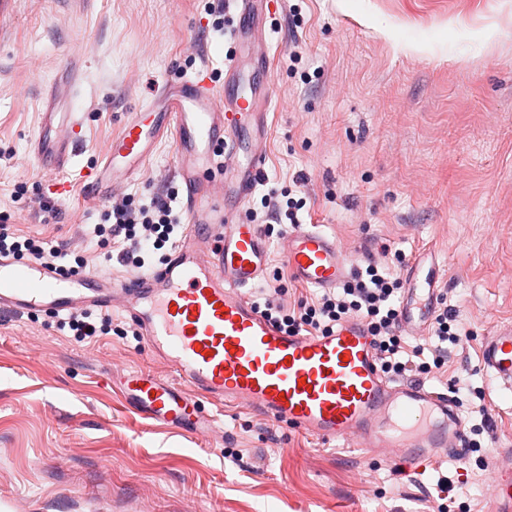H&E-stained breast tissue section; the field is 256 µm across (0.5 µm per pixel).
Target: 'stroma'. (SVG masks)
<instances>
[{
	"label": "stroma",
	"instance_id": "1",
	"mask_svg": "<svg viewBox=\"0 0 512 512\" xmlns=\"http://www.w3.org/2000/svg\"><path fill=\"white\" fill-rule=\"evenodd\" d=\"M208 0H11L0 12V213L11 231L70 244L88 271L116 280L134 268L107 257L92 232L113 206L177 190L176 145L162 139L134 179L104 200L76 189L122 122L154 86L206 66L224 77L237 53L243 83L269 84L268 135L225 154L233 173L262 151L266 180L238 211L274 189L299 188L302 222L332 235L352 265L383 249L432 254L447 305L466 331L428 386L447 391L465 427L488 419L464 461L433 460L397 476L383 456L316 440L259 411L198 396L216 418L206 437L138 415L126 376H170L132 322L82 343L51 311L0 314V512H438L439 475L451 512H492L493 477L512 471V397L478 366L485 336L512 324V0H284L268 15L269 68L238 53V15ZM82 68L86 115L78 170L38 162L43 81ZM73 188L57 195L56 180ZM26 193L15 198L16 186ZM269 264L250 292L286 304L315 289L286 273L285 235L266 234ZM485 414H476V406Z\"/></svg>",
	"mask_w": 512,
	"mask_h": 512
}]
</instances>
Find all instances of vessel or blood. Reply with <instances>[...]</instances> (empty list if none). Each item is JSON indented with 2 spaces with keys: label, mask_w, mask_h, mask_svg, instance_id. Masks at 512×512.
<instances>
[{
  "label": "vessel or blood",
  "mask_w": 512,
  "mask_h": 512,
  "mask_svg": "<svg viewBox=\"0 0 512 512\" xmlns=\"http://www.w3.org/2000/svg\"><path fill=\"white\" fill-rule=\"evenodd\" d=\"M239 10L235 38L258 35L255 0H232ZM223 89L207 69L155 87L148 109L124 123L103 158L82 182L86 196L103 199L108 182L129 178L163 137L177 147L176 175L191 235L181 240L152 273L125 280L79 273L61 276L36 261L0 257V310L45 309L64 316L79 309L120 310L135 320L148 346L175 373L167 380L147 371L131 373L124 389L146 418L195 432L213 428L197 412L191 391L243 405L322 440L381 449L393 468L421 461L422 450L460 459L465 435L449 394L423 383L397 382L380 371L372 338L356 319L327 335L288 334L268 319L248 293L263 276L268 244L257 224L234 211L256 189L264 157L250 155L230 182L227 199L211 197L208 184L223 175L226 150L238 149V134L266 133L273 97L253 92L225 111ZM85 117L76 109L40 114L33 142L37 160L58 172L76 164ZM301 284L330 290L344 283L351 263L335 238L316 224L288 233L284 254ZM409 283L399 306V324L412 335L429 325L437 298L433 274L406 270ZM480 368L512 393V325L484 338Z\"/></svg>",
  "instance_id": "obj_1"
}]
</instances>
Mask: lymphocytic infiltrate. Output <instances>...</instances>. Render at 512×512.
<instances>
[{
  "label": "lymphocytic infiltrate",
  "instance_id": "f902f5d3",
  "mask_svg": "<svg viewBox=\"0 0 512 512\" xmlns=\"http://www.w3.org/2000/svg\"><path fill=\"white\" fill-rule=\"evenodd\" d=\"M177 196L169 192L156 198L150 206L133 207L129 204L113 207L111 223L98 224L94 233L103 247H115L117 259L123 265L144 268L146 258L162 249L176 236L181 227L173 209ZM0 256L28 257L44 265L59 269L64 253L36 236L20 237L0 232ZM402 287L399 278L391 276L385 265L368 261L366 268L357 270L340 292L321 296L314 302L302 301L286 306L265 300L264 313L288 332H317L324 334L341 321L355 316L361 319L377 350L384 374L392 378L412 377L431 373L433 367L444 364L449 346L458 344L461 329L455 315L440 309L435 315L427 346L417 347L412 357H405L403 338L397 332L395 298ZM431 361H424V354Z\"/></svg>",
  "mask_w": 512,
  "mask_h": 512
}]
</instances>
